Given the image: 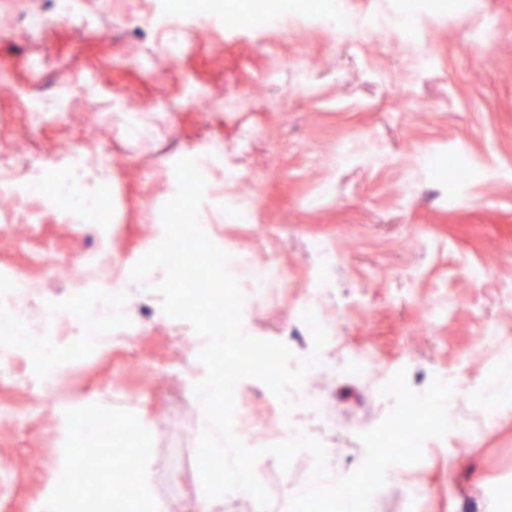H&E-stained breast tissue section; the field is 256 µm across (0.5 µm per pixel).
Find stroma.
<instances>
[{
  "mask_svg": "<svg viewBox=\"0 0 512 512\" xmlns=\"http://www.w3.org/2000/svg\"><path fill=\"white\" fill-rule=\"evenodd\" d=\"M342 1L352 36L336 37L311 15L335 0H287L298 15L272 41L259 24L229 37L214 23L255 0H197L196 16L168 33L140 18L175 0H72L67 11L55 0H0V18H48L36 34L0 36V147L46 183L110 200L113 223L100 235L57 201L0 235V264L21 267L36 229L74 268L102 240L124 257L121 284L130 287L134 263L165 235L176 162L205 158L201 228L223 250L275 256L281 275L265 301L244 310L247 335L312 350L298 308L316 290L323 315L339 323L319 355L324 373L307 382L322 401L328 469L338 477L361 465V433L393 408L379 385L402 370L420 392L454 370L476 409L498 370L470 349L484 323H512V0ZM77 15L88 25H76ZM410 20L411 45L397 29ZM172 37L183 44L175 61ZM416 46L427 66H417ZM34 54L43 59L37 74L26 67ZM89 70L106 123L80 98L56 124L32 120L41 100ZM199 94L210 111L195 110ZM65 142L111 157L110 175L78 177L59 151ZM450 159L470 169L468 181L435 174L434 162ZM322 244L337 255L328 268ZM450 295L457 308L431 318V305ZM160 300L132 290L139 332L96 346L85 364L58 366L63 390L30 384L31 358L12 359L0 383L37 416L0 421V470L12 475L0 483V512H29L59 453L45 448L44 430L93 403L145 423L153 490L167 512H188L202 492L194 387L207 375L206 340L187 323L173 331ZM184 335L192 345L182 346ZM361 351L374 361L376 384L342 370ZM235 400L255 425L279 427L277 398L260 380L245 379ZM255 472L271 495L264 512H287L311 483L314 459L298 452L284 472L266 455ZM371 512H512V412L480 434L435 439L416 464L390 467Z\"/></svg>",
  "mask_w": 512,
  "mask_h": 512,
  "instance_id": "1",
  "label": "stroma"
}]
</instances>
